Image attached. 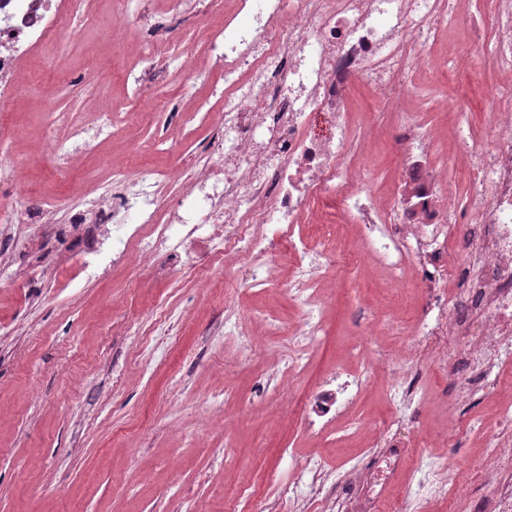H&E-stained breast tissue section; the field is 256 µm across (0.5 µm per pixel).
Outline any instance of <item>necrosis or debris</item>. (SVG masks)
Wrapping results in <instances>:
<instances>
[{"label":"necrosis or debris","instance_id":"1","mask_svg":"<svg viewBox=\"0 0 512 512\" xmlns=\"http://www.w3.org/2000/svg\"><path fill=\"white\" fill-rule=\"evenodd\" d=\"M460 0H234L220 29H204L210 71L224 82L223 106L211 113L220 134L197 162L196 174L176 198L161 195L147 170L116 166L112 184L88 209L55 224L45 204L28 193L15 155L0 150V238L49 237L73 252L89 276L127 263L132 246L162 267L189 274L219 269L244 272L252 289L276 288L295 303L299 318L289 325L293 340L277 359L284 380L301 376L313 345L324 331L330 288L324 273L332 265L329 227L317 239L301 231L320 200L337 203L375 262L403 278L419 276L422 304L411 322L391 316L368 323L380 337L399 329L406 336L388 374V395L400 403L415 388L417 355L448 370L460 403L491 397L512 374V0H473L485 6L479 21ZM80 0H0V112L23 98L22 67L63 37L77 36L72 19ZM467 27L472 54L450 53L458 68L482 59L499 79L485 100L491 126L480 141L465 122L453 130V157L467 159L465 194L449 208L439 170L406 175L387 199L358 162L375 129L345 109L358 83L399 106L416 70L430 62L445 31ZM182 57L179 45L160 49L153 40L135 44L131 77L144 90L162 77L164 53ZM58 116L44 129L57 174L72 171L78 154L112 135V122L73 123L68 144L57 139ZM399 153L444 156L430 127L406 117L392 127ZM415 189L423 203L411 213L403 202ZM375 373L364 365L353 373L336 370L319 386L313 407L318 428L348 414ZM396 421L369 426L372 437L390 442L369 468L351 466L324 484L319 459L303 457L288 487L277 488L281 505L311 499L327 512H435L448 496L467 495L447 461L432 465L412 503L399 498L398 481L414 466L412 453L390 434ZM483 451L472 470L496 486L480 497L474 512H512V483H498L512 471V401L474 428Z\"/></svg>","mask_w":512,"mask_h":512}]
</instances>
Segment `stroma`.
<instances>
[{
	"mask_svg": "<svg viewBox=\"0 0 512 512\" xmlns=\"http://www.w3.org/2000/svg\"><path fill=\"white\" fill-rule=\"evenodd\" d=\"M163 7L164 0H125L133 22L121 26L112 22L110 0H83L73 20L83 36L56 54V82L35 87L5 115L29 187L54 208L58 222L86 207L129 151L140 149V164L168 176L186 158L205 153L215 135L203 118L221 105L214 77L185 86L180 61L171 60L163 81L141 94L124 82L133 66L131 45ZM99 65L109 78L94 75ZM497 78L485 66L464 73L442 67L417 82L444 105L466 99L464 118L484 135V103ZM49 110L72 120L96 112L116 116L111 141L80 157L69 186L55 179L43 153L41 127ZM364 163L384 191L408 165L386 135L373 139ZM336 231V291L325 332L285 396L274 387L260 389L259 381L287 349L288 334L259 337L239 358L222 347L218 332L228 303L243 315L283 326L296 322L299 312L288 295L238 293L233 282L198 283L178 270L160 280L137 255L110 276L89 280L55 244L12 246L11 256L0 258V512H247L248 500L288 482L293 458H321L332 478L349 459L367 466L375 447L343 423L321 437L304 429L320 383L343 362L348 346L361 343L384 286L377 268L371 280H362L365 247L344 225ZM17 260L34 284L25 294L8 286ZM159 307L172 311L180 342L155 344L147 364L138 355L144 327L127 315ZM401 342L390 336L368 349L377 370L353 414L365 421L400 415L415 432L437 424L450 384L445 370L426 364L420 403L396 411L386 399L388 366L379 357ZM242 399L251 408L239 417Z\"/></svg>",
	"mask_w": 512,
	"mask_h": 512,
	"instance_id": "stroma-1",
	"label": "stroma"
}]
</instances>
